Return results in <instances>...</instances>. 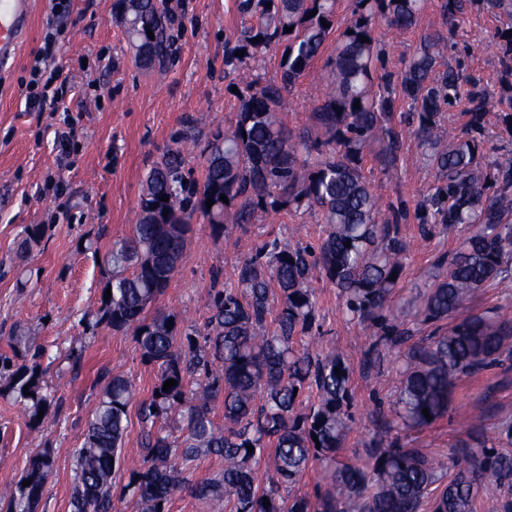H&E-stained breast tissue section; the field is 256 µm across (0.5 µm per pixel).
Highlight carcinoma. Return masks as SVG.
Listing matches in <instances>:
<instances>
[{
	"label": "carcinoma",
	"mask_w": 512,
	"mask_h": 512,
	"mask_svg": "<svg viewBox=\"0 0 512 512\" xmlns=\"http://www.w3.org/2000/svg\"><path fill=\"white\" fill-rule=\"evenodd\" d=\"M423 7L424 0H354L353 18L328 63L331 89L313 112L324 140L312 144L288 132L285 93L318 58L335 21L336 0H240V12L252 24L234 45H225L224 65L236 70L279 44L285 60L281 83L251 82L241 90L231 124L215 128L200 146L199 179L185 172L179 145L196 144L199 135L194 119H184L178 147L147 173L131 233L113 243L107 259L111 297L85 320L89 332L101 324L114 332L133 330L141 360L156 369L150 395L138 405L147 454L129 468L124 485L143 512H165L169 497L185 487L204 503H232L233 512H475L481 491L492 487L496 512H512V455L497 449L505 441L512 444V420L489 433L480 418L459 416L456 426L464 438L449 457L411 447L401 437L442 418L462 377L501 362L512 349L511 319L488 310L403 351L393 420L364 454L346 462L336 454L351 421L347 358L329 345L313 352L295 348L315 325L310 282L317 275L336 286L351 319L380 330L379 340L392 347L405 342L390 308L405 259L391 224L403 214L397 210L393 221H381V206L361 171L365 149L377 142L384 144L383 173L394 172L400 146L391 125L397 85L416 105V135L439 172L421 222L472 227L448 272L427 289L419 315L426 322L443 321L490 282L512 289V155L492 157L485 171L472 132L444 139V107L459 98L460 84L452 69L436 71L443 36L424 38L400 81L381 67L379 22L400 34L416 25ZM116 15L140 65L167 63L171 35L161 0H116ZM287 26L292 32H285ZM241 50L245 54L236 55ZM222 194L228 202L220 200ZM208 200L214 201L210 207ZM292 207L322 212L329 230L318 246L269 241L236 267L234 283L226 285L215 274L211 314L201 329L183 327L173 313L147 315L184 258L194 220L206 221L219 237L227 216L246 224L259 210ZM11 340L10 351L0 352V397L22 405L29 429L39 430L53 407L45 392L42 350L26 336ZM169 379L177 384L165 392ZM133 399L132 384L122 375L104 387L74 453L71 512H112ZM219 400L222 426L215 422ZM170 419L182 422L183 435L174 440L162 427ZM267 448L274 453L277 479L261 486L254 466ZM202 455L224 459V470L192 484L187 472ZM315 461L326 464L328 484L316 503L283 497L281 487L298 482ZM54 463L50 449L37 451L15 482L5 512H36Z\"/></svg>",
	"instance_id": "1"
}]
</instances>
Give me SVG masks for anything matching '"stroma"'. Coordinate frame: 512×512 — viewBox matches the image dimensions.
<instances>
[{
  "label": "stroma",
  "mask_w": 512,
  "mask_h": 512,
  "mask_svg": "<svg viewBox=\"0 0 512 512\" xmlns=\"http://www.w3.org/2000/svg\"><path fill=\"white\" fill-rule=\"evenodd\" d=\"M57 2L36 0L27 43L14 61L0 64V351L7 350L10 337L34 339L43 349L47 390L55 402L42 428L33 431L20 406L0 398V504L10 499L13 479L28 458L48 448L55 465L38 512H70L74 451L109 377H127L140 399L151 390L155 371L142 362L133 333L104 325L88 333L83 324L100 305L105 258L113 242L131 231L151 164L172 147L185 116L207 135L233 117L234 89L243 78L265 85L281 77L276 46L244 70L225 67L224 41L244 23L239 0H163L176 19L170 29L172 51L165 67L153 69L137 66L115 19L116 0H70L64 12ZM49 30L55 33V61L72 76L66 103L76 134L64 154L55 142L60 113L25 108L29 67ZM511 30L512 14L489 9L485 0H469L457 31L449 32L440 0H427L416 27L383 35L384 66L401 74L424 36L449 34L443 64L458 71L461 94L445 114L446 126L472 128L483 155L512 153V136L497 118L498 112L512 113V68L503 64L500 49L501 33ZM335 49V36H328L310 73L288 95L284 120L293 135L322 136L313 110L327 80L325 63ZM475 91L499 104L477 129L472 126ZM392 122L402 135L394 177L383 175L376 144L366 149L363 167L383 213L398 207L406 213L398 224L405 270L391 308L419 340L435 329L415 314L422 295L436 275L446 272L469 230L444 224L421 230L415 207L436 183L437 171L414 134L410 100L399 101ZM29 224L45 225L47 232L25 251L21 241ZM327 231L316 209L260 211L247 224L228 219L218 238L208 223L196 221L185 257L156 307L174 313L184 326H202L210 314L214 274L230 280L239 262L264 242L315 245ZM312 288L316 324L352 369L353 422L340 451L341 458H351L363 454L391 417L389 402L400 387L397 353L381 345L366 357L370 332L344 314L338 289L317 279ZM79 342L85 351L74 369L64 355ZM463 412L481 415L488 429L512 418V368L495 367L459 381L447 414L431 427L411 431L409 445L450 453L459 438L455 419Z\"/></svg>",
  "instance_id": "35a3bbf8"
}]
</instances>
